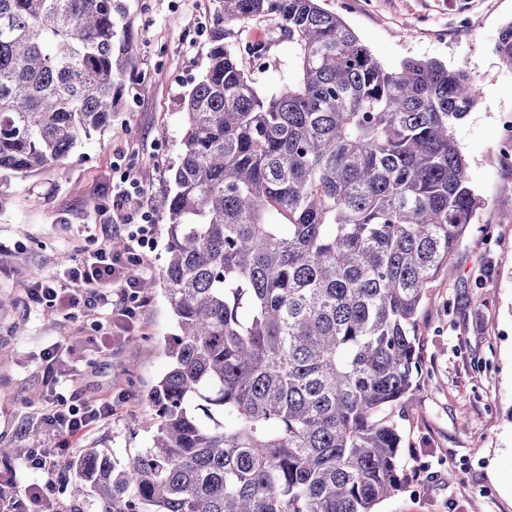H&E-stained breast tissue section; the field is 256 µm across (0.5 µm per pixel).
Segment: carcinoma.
Masks as SVG:
<instances>
[{
  "mask_svg": "<svg viewBox=\"0 0 512 512\" xmlns=\"http://www.w3.org/2000/svg\"><path fill=\"white\" fill-rule=\"evenodd\" d=\"M184 99L164 292L178 334L147 395L152 445L84 448L100 512H374L406 482L397 408L418 386L417 316L482 206L454 128L479 88L387 69L323 0H214ZM127 0H0V176L112 127L138 42ZM275 22L300 76L260 90L236 28ZM512 66V23L496 41Z\"/></svg>",
  "mask_w": 512,
  "mask_h": 512,
  "instance_id": "carcinoma-1",
  "label": "carcinoma"
}]
</instances>
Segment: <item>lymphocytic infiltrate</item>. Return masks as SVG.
<instances>
[{"instance_id":"f902f5d3","label":"lymphocytic infiltrate","mask_w":512,"mask_h":512,"mask_svg":"<svg viewBox=\"0 0 512 512\" xmlns=\"http://www.w3.org/2000/svg\"><path fill=\"white\" fill-rule=\"evenodd\" d=\"M142 195L140 181L131 175H122L119 182L112 185V209L127 230L128 245L124 251H113L106 243L96 245L87 252L80 265L67 269L63 280L45 282L30 289L29 299L54 311L80 309L91 313L105 306L99 289L109 284L115 286L121 299L117 321L132 319L136 307L144 303L140 280L133 267L144 249L152 245L153 214L141 204ZM111 415L112 405L108 402L78 407L60 401L45 414L44 422L65 442L73 443Z\"/></svg>"}]
</instances>
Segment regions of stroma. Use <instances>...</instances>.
<instances>
[{
    "instance_id": "35a3bbf8",
    "label": "stroma",
    "mask_w": 512,
    "mask_h": 512,
    "mask_svg": "<svg viewBox=\"0 0 512 512\" xmlns=\"http://www.w3.org/2000/svg\"><path fill=\"white\" fill-rule=\"evenodd\" d=\"M139 54L125 102L112 128L92 134L61 163L0 181V478L16 493L45 485L60 512H97L92 496H73L62 467L26 466L29 448H59L62 437L43 416L52 402L111 401L112 415L81 447L127 462L148 448L157 419L147 394L167 371L175 332L164 295L165 213L154 212L153 247L135 273L144 307L128 324L108 312L48 313L27 293L36 283L79 264L95 240L113 241L103 213L112 184L136 175L142 201L168 193L179 161L184 97L207 66L213 0H128ZM385 67L408 58L464 66L481 96L454 136L483 205L457 255L432 283L418 315L420 389L398 421L409 481L375 512H512V158L498 155L500 118L512 113V67L495 52L512 23V0H325ZM294 45H273L266 68L252 69L257 86L294 82ZM72 344L56 377L44 372V351Z\"/></svg>"
}]
</instances>
